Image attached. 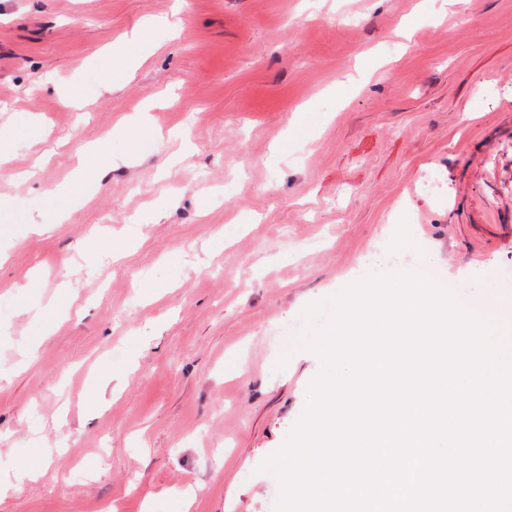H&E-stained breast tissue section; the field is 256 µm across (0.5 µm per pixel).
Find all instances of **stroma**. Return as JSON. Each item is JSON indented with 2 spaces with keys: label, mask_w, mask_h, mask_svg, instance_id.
<instances>
[{
  "label": "stroma",
  "mask_w": 512,
  "mask_h": 512,
  "mask_svg": "<svg viewBox=\"0 0 512 512\" xmlns=\"http://www.w3.org/2000/svg\"><path fill=\"white\" fill-rule=\"evenodd\" d=\"M394 266L512 304V0H0V512H274Z\"/></svg>",
  "instance_id": "1"
}]
</instances>
